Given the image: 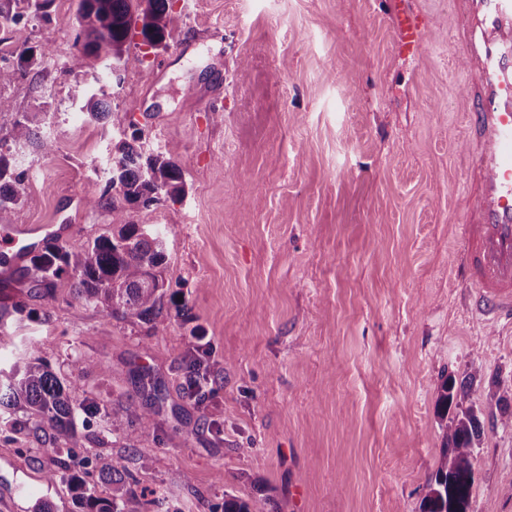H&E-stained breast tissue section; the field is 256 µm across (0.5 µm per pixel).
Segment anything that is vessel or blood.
I'll return each instance as SVG.
<instances>
[{
	"mask_svg": "<svg viewBox=\"0 0 512 512\" xmlns=\"http://www.w3.org/2000/svg\"><path fill=\"white\" fill-rule=\"evenodd\" d=\"M463 56L473 73L469 127L479 150L471 172L473 216L461 232V282L477 309L512 315V0H460ZM65 225L0 226V269L7 271Z\"/></svg>",
	"mask_w": 512,
	"mask_h": 512,
	"instance_id": "1",
	"label": "vessel or blood"
}]
</instances>
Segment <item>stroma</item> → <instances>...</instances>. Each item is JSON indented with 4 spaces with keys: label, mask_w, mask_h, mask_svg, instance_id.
<instances>
[{
    "label": "stroma",
    "mask_w": 512,
    "mask_h": 512,
    "mask_svg": "<svg viewBox=\"0 0 512 512\" xmlns=\"http://www.w3.org/2000/svg\"><path fill=\"white\" fill-rule=\"evenodd\" d=\"M456 0H176L169 48L106 83L111 111L131 112L150 151L178 147L177 201L133 213L164 232L166 329L117 321L60 281L54 297L20 272L0 279L10 368L28 347L80 403L132 396L155 429L135 442L79 413L80 475L112 496L100 471L122 460L138 502L167 512H224L225 497L271 512H420L442 457L437 413L447 377L472 381L481 438L472 512H512V322L484 321L457 277L467 196L470 75ZM77 0L0 29V144L25 174V224L68 223L67 241L110 229L106 168L121 129L91 122L72 97L106 58L79 70ZM427 20L419 51L396 13ZM224 36L194 44L196 32ZM189 53H182L185 43ZM57 54L29 66L24 45ZM169 61L154 81L152 65ZM33 118L57 150L9 133ZM100 201L98 209L87 200ZM91 368L73 375L71 360ZM209 376L205 401L185 392L184 360ZM56 454L44 432H0V512H83L72 482L48 484Z\"/></svg>",
    "instance_id": "35a3bbf8"
}]
</instances>
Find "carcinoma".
<instances>
[{"label":"carcinoma","instance_id":"carcinoma-1","mask_svg":"<svg viewBox=\"0 0 512 512\" xmlns=\"http://www.w3.org/2000/svg\"><path fill=\"white\" fill-rule=\"evenodd\" d=\"M51 0H0V25L8 27L28 15L44 14ZM78 33L66 65L74 71L84 67L85 58L105 53L121 60L123 67L136 66L143 59L130 56L127 45L138 37L141 44L166 48L174 41L177 17L169 0H79ZM73 98L84 102L86 116L100 121L106 118L109 105L89 94L88 87L77 84ZM112 124L128 121V115L114 112ZM11 138L37 140L45 155L52 154L56 144L39 139L28 117L17 120ZM139 130L131 140L121 141L112 155L108 169L109 186L115 189L110 208L112 231L91 241L72 245L47 246L29 259L24 269L31 287L45 295H53L58 281L67 277L75 294L93 304L115 320L131 319L154 322L155 328L167 327L162 314L164 283L160 268L166 258L162 234L146 224L129 220L132 211L149 210L175 201L185 193L182 169L177 161V147L147 152ZM23 173L11 165L0 151V224H13L23 206L21 188ZM203 364L193 358L185 365L189 380L188 394L202 398L199 382L204 377ZM77 386L52 372L46 365L29 362L7 373L0 371V425L17 432L32 423L50 429L51 444L59 454L57 469L50 472V483L68 478L74 482L85 505V512H127L117 499L97 497L93 488L71 474L74 461L72 449L79 440L75 432L76 407L72 391ZM469 385L456 386L453 377L446 378L440 390L437 410L448 420L442 459L427 484L421 512H469L475 482L471 456L480 437L477 416L464 407L471 395ZM88 409L101 414L102 427L109 433H121L129 440L148 437L153 431L152 412L132 397L100 411L96 404ZM20 411L26 420L11 418ZM129 474L117 462L112 469L99 474V479L126 485ZM224 512H270L268 501L252 503L236 498L224 499Z\"/></svg>","mask_w":512,"mask_h":512}]
</instances>
